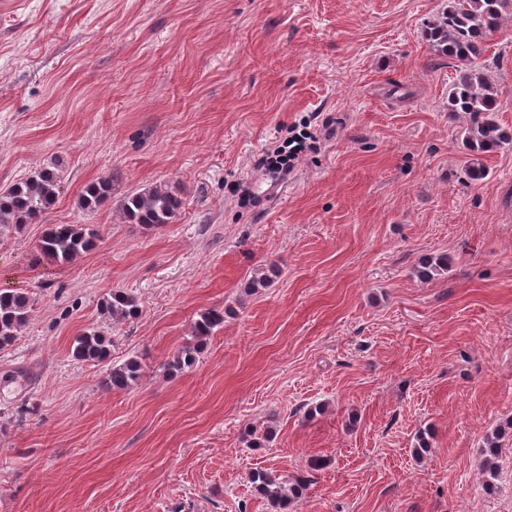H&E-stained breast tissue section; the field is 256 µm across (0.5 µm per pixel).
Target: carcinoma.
<instances>
[{
    "mask_svg": "<svg viewBox=\"0 0 512 512\" xmlns=\"http://www.w3.org/2000/svg\"><path fill=\"white\" fill-rule=\"evenodd\" d=\"M512 15V0H445L441 15L429 24L426 36L433 50L454 59L460 70L448 91V112L469 115L462 131L463 146L470 152L464 174L472 182L486 178L488 171L482 156L512 143V133L495 120L496 90L482 61L488 34L501 25L503 16ZM61 190L58 169L47 166L13 183L0 192V236L20 234L25 226L41 221L53 206ZM112 197V178L98 179L81 196L79 205L93 211ZM182 207L181 198L165 185H152L126 196L121 204L123 218L139 224L147 231L172 223ZM98 234L87 224H52L41 240V250L59 265H72L96 248ZM448 270V258L429 257L416 270L419 278L431 281ZM274 269L255 273L245 290L255 292L270 285ZM33 310L31 296L22 291L0 289V349L14 345L27 325ZM138 297L115 290L105 300L102 315L109 324H119L139 315ZM224 325V310L208 308L191 326V338L180 346L167 363L170 371H183L197 361L215 331ZM74 359L105 367L101 386L106 391H124L138 383L142 365L135 357L112 360V336L99 326L84 328L71 345ZM498 437L487 440V456L483 462L489 478L496 477ZM256 493L267 503L269 512H288L299 499L305 485L290 483L268 470L250 475Z\"/></svg>",
    "mask_w": 512,
    "mask_h": 512,
    "instance_id": "carcinoma-1",
    "label": "carcinoma"
}]
</instances>
